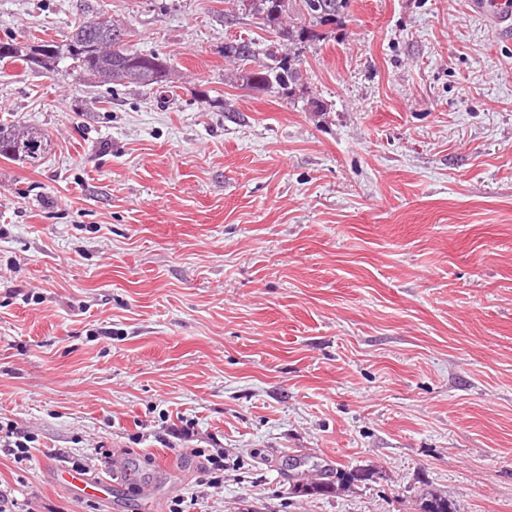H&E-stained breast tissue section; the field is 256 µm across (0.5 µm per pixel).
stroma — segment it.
Here are the masks:
<instances>
[{"mask_svg":"<svg viewBox=\"0 0 512 512\" xmlns=\"http://www.w3.org/2000/svg\"><path fill=\"white\" fill-rule=\"evenodd\" d=\"M172 88L0 66V451L21 512H512V38L469 0H344L290 40L230 0H0V36L84 15ZM299 57L289 89L227 79ZM131 480L59 486L80 462ZM224 451L206 484L193 449ZM364 471L297 491L293 456ZM48 139L42 130L0 123V156L35 166L45 152ZM0 438V447L5 448L8 455L13 456L17 463H22L30 459V448H33L30 443H33L34 440L27 434L13 427H9L8 429L7 426L5 436H0ZM2 438L4 442L3 445ZM344 478H346L349 482L354 480H361L360 473L357 472H348L343 473L342 476L337 477L336 480H330V481H324L322 477L315 478L311 480L310 482H306L305 484H302V490L304 493L309 495H325V494H332L337 493L339 490L337 486H339L340 481H342Z\"/></svg>","mask_w":512,"mask_h":512,"instance_id":"stroma-1","label":"stroma"}]
</instances>
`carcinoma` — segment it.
I'll return each mask as SVG.
<instances>
[{
    "label": "carcinoma",
    "instance_id": "carcinoma-1",
    "mask_svg": "<svg viewBox=\"0 0 512 512\" xmlns=\"http://www.w3.org/2000/svg\"><path fill=\"white\" fill-rule=\"evenodd\" d=\"M310 21L317 25L336 23L341 19V0H301ZM248 10L262 21V24L293 39L294 31L283 29L285 0H250ZM108 30L88 23H75L74 29L65 39H38L25 44L14 36L0 38V63H19L26 68L37 66L45 71H59V65L70 61L69 69L77 71L86 81L94 84H134L153 87L169 83L170 66L165 57L158 53H144L124 43L112 41V31L125 34L122 27L112 23ZM228 54L246 64L254 56L251 43L240 41L228 47ZM300 75L299 63L292 58L281 59L260 69H241L234 76L235 82L260 92L277 86L281 89L295 83ZM48 145V135L42 130L19 127L14 124H0V156L26 162L32 166L39 163ZM361 479L358 472H348L325 481L315 478L302 485L309 495H325L338 491L342 480ZM419 512H451L448 499L435 493L422 498Z\"/></svg>",
    "mask_w": 512,
    "mask_h": 512
}]
</instances>
